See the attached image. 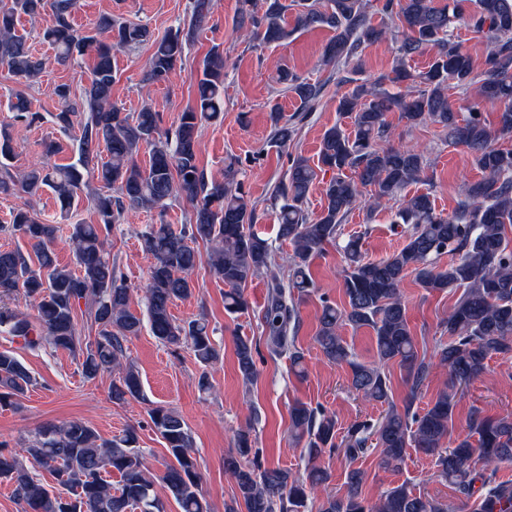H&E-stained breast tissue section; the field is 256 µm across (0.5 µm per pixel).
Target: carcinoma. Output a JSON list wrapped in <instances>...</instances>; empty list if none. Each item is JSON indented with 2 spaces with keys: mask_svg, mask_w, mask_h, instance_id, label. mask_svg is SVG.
<instances>
[{
  "mask_svg": "<svg viewBox=\"0 0 512 512\" xmlns=\"http://www.w3.org/2000/svg\"><path fill=\"white\" fill-rule=\"evenodd\" d=\"M210 2L191 0L189 19L158 36L142 22L110 15L80 33L73 25L78 0H0L1 67L30 83L38 81L46 62L16 34V24L22 14L36 19L47 10L53 21L44 29L43 40L55 51L56 62L66 64L86 54L94 61L89 83L79 93L66 84L56 89L60 102L56 125L64 132L76 125L80 129L77 162L51 161L57 149L49 143L42 158L26 171L0 177V194L34 198L48 188L66 217L82 189L90 187L89 180L99 184L90 191L98 222L68 228L74 270L57 259L60 225L31 203L12 211L9 230L30 244L36 261L19 249L0 250V298L21 292L36 314L1 303L0 330L29 349L49 345L81 357V372L88 380L106 371L118 373L112 381L115 402L143 398L139 372L128 361L124 343L140 334L144 321L130 312V289L107 249L113 225L131 211L156 210L161 216L159 223L138 232L142 251L150 258L144 289L146 322L161 344L186 347L193 353L204 367L197 380L203 392L212 388L205 368L220 357L214 329L203 315L178 323L170 313L175 300L193 294L191 275L200 262L195 244L210 246V273L224 284V310L230 316L247 312L244 289L276 264L272 243L253 230L256 208L236 180L234 166H227L224 180L210 181L198 164L202 121L224 110L225 61L220 47L205 55L195 83L196 105L180 114L173 131H161L159 113L148 105L131 115L112 102L113 52L151 44L143 80L166 81L207 18ZM239 2L238 29L263 44H283L298 29H332L323 62L337 68L355 58L362 45L385 40L390 25L396 23L403 28V39L390 81L417 83L419 89L391 97L381 90L380 80L354 83L337 104L339 113L351 119V130L340 123L325 130L316 165L301 154L289 156L288 170L273 199L277 236L292 247L291 273L286 282L271 275L260 312L269 355L288 356L291 369L302 374L304 354L296 345L297 303L319 292L309 271L311 260L340 236L341 224L363 201V189L371 188L372 206L396 204L394 223L405 225V244L383 259L371 260L363 250V236L347 239L342 246L346 305L339 308L322 299L314 337L328 362L350 368L351 387L357 394L368 402L387 404V410L374 423L352 425L338 443L334 413L294 403L289 432L296 442H305L307 466L302 475L261 466L252 425L239 427L234 451L224 457L237 500L246 512H449L448 502L417 495L404 484L388 489L370 505L361 492L365 472L356 467L348 469L347 493L339 496L327 490L330 474L317 465L323 454L340 447L351 463L373 447L380 449L383 468L397 470L413 447L435 459L440 475L461 496L477 497L479 512H512V482L497 478L501 465L512 464V414L488 416L473 408L468 435L452 448L445 446L461 386L483 373L491 356L512 354V241L507 236V227L512 226V150L495 145L496 139L512 136V0H473L476 9L470 23L492 42L479 73L469 53L452 39V25L464 15V0H448L444 5L437 0H384L381 13L388 25L370 22L367 0H292L296 13L291 28L285 22L284 0ZM429 47L436 53L428 70L416 76L407 62ZM278 82L299 101L291 119H282L278 105L270 108L271 141L286 148L297 135L296 120L303 121L316 110L325 84L287 70L279 73ZM450 84L465 91L472 88L480 100L501 105L498 128L490 130L476 107L468 117L459 118L448 102ZM9 109L19 121L37 119L21 95L10 100ZM395 109L409 125L434 124L445 139L471 151L482 177L463 184L452 213L437 212L429 192L402 195L408 185L428 180V161L415 146L383 145L391 137L386 116ZM143 150L149 154L146 167L137 161ZM322 171L332 176L324 183V206L312 218L306 201ZM179 201L189 205L190 213L188 223L175 229L162 216ZM446 252L454 259L441 267L436 259ZM409 274L429 293L458 292L443 322L448 337L436 340L428 356L419 355L407 322L401 284ZM82 304L97 327L92 341L85 340L78 328L77 310ZM345 325L375 332L372 362L357 360L340 334ZM235 347L239 374L244 385L251 386L259 375V346L239 336ZM394 363L405 369L409 385L401 408L393 403L387 372ZM436 367L448 371V382L419 412L414 400ZM34 384L35 378L11 351H0V406L12 404V398L24 395ZM148 416L170 458L163 481L178 512H210L186 422L176 410L161 405L150 406ZM474 457L481 467L471 465ZM26 458L56 475L63 490L47 488L27 467ZM112 473L119 476L116 489L107 480ZM2 482L11 487L24 512H169L167 502L154 492L145 452L132 428L103 440L85 423L69 421L39 428L20 451L0 443Z\"/></svg>",
  "mask_w": 512,
  "mask_h": 512,
  "instance_id": "obj_1",
  "label": "carcinoma"
}]
</instances>
